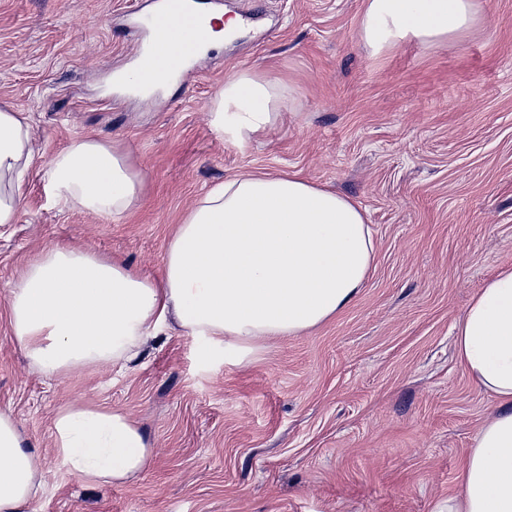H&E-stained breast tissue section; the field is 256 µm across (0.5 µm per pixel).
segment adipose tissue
I'll return each instance as SVG.
<instances>
[{
    "label": "adipose tissue",
    "instance_id": "1",
    "mask_svg": "<svg viewBox=\"0 0 512 512\" xmlns=\"http://www.w3.org/2000/svg\"><path fill=\"white\" fill-rule=\"evenodd\" d=\"M479 21L478 0H364L358 38L380 57L406 41L441 44ZM178 62L171 48L152 71L135 64L118 82L152 92L169 84ZM282 108L275 78L240 70L225 79L210 125L243 149ZM34 161L26 113L0 108V226L15 223ZM48 167L55 205L116 220L142 201L144 174L117 145L82 136ZM375 251L365 213L349 198L294 174L244 173L193 201L168 242L160 280L89 250L48 248L10 289L8 325L17 347L49 374L130 362L171 318L186 335L223 345L244 363L268 340L308 333L335 317L364 286ZM454 345L498 409L472 439L460 495L434 512H512V268L474 296L455 326ZM52 439L66 474L88 484L127 482L151 460L133 420L93 403L59 407ZM46 487L37 455L0 412V512H25Z\"/></svg>",
    "mask_w": 512,
    "mask_h": 512
}]
</instances>
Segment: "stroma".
Masks as SVG:
<instances>
[{
    "mask_svg": "<svg viewBox=\"0 0 512 512\" xmlns=\"http://www.w3.org/2000/svg\"><path fill=\"white\" fill-rule=\"evenodd\" d=\"M149 2L0 0V107L27 112L36 154L17 221L0 227V411L48 481L25 512H433L459 495L496 406L453 338L512 268V0H479L484 24L447 44L379 58L357 36L364 0H223L244 30L171 90L108 91ZM242 69L277 78L285 108L241 150L209 106ZM79 136L130 153L146 175L138 209L115 221L49 202L47 164ZM243 172H290L364 209L373 267L334 318L243 365L174 322L120 372L47 376L15 346L8 290L35 254L90 247L160 279L186 208ZM85 402L140 426L152 458L138 478L64 474L52 419Z\"/></svg>",
    "mask_w": 512,
    "mask_h": 512,
    "instance_id": "1",
    "label": "stroma"
}]
</instances>
